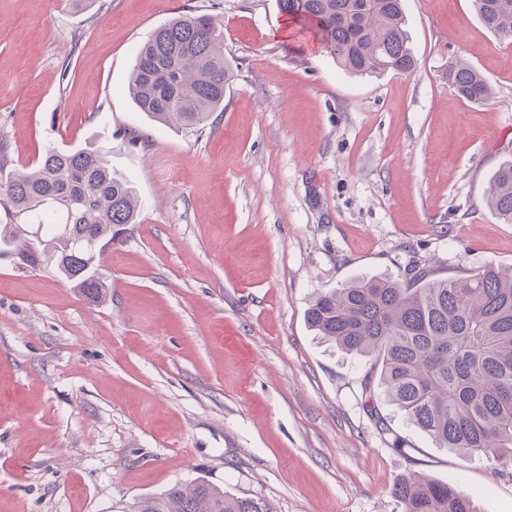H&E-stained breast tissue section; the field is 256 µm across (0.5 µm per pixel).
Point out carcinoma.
Segmentation results:
<instances>
[{"label": "carcinoma", "instance_id": "obj_1", "mask_svg": "<svg viewBox=\"0 0 512 512\" xmlns=\"http://www.w3.org/2000/svg\"><path fill=\"white\" fill-rule=\"evenodd\" d=\"M288 18L311 24L322 46H339L349 73H408L415 67L402 0H278ZM487 29L512 40V0H473ZM232 78L224 31L209 14L185 15L154 30L138 47L130 90L153 121L195 129L224 109ZM448 80L470 102L490 95L484 78L459 62ZM0 136V258L46 264L87 295L107 284L98 267L112 225L133 224L139 200L131 180L96 150L50 147L15 168ZM487 206L512 224V162L491 175ZM311 327L371 367L362 394L380 389L406 418L443 448L506 465L512 462V269L493 265L463 277L424 271L400 280L358 277L321 293ZM402 512H477L458 487L421 474L392 490ZM134 512H271L261 499L238 497L207 482L175 484L146 497Z\"/></svg>", "mask_w": 512, "mask_h": 512}]
</instances>
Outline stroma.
Segmentation results:
<instances>
[{"mask_svg": "<svg viewBox=\"0 0 512 512\" xmlns=\"http://www.w3.org/2000/svg\"><path fill=\"white\" fill-rule=\"evenodd\" d=\"M403 4L414 70L352 76L277 0H0L12 163L101 150L140 200L101 298L0 259V512H130L196 480L272 512H402L413 472L512 512V464L436 447L383 393L367 411L364 358L307 321L363 275L512 267L485 203L512 161V40L473 0ZM201 13L224 25V109L154 124L136 49ZM460 59L487 100L449 84Z\"/></svg>", "mask_w": 512, "mask_h": 512, "instance_id": "obj_1", "label": "stroma"}]
</instances>
